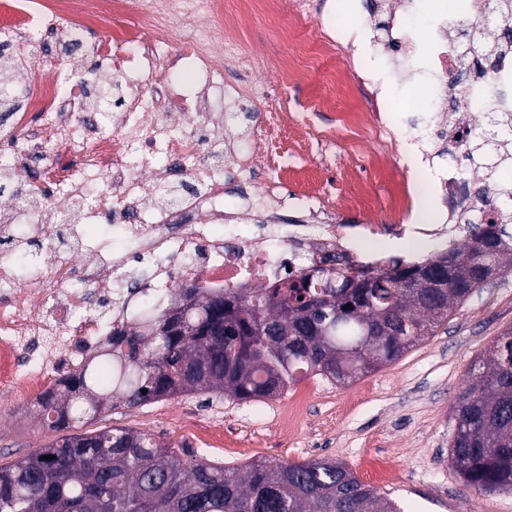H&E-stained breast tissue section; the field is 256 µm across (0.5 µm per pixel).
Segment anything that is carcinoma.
Masks as SVG:
<instances>
[{"label": "carcinoma", "instance_id": "1", "mask_svg": "<svg viewBox=\"0 0 512 512\" xmlns=\"http://www.w3.org/2000/svg\"><path fill=\"white\" fill-rule=\"evenodd\" d=\"M512 0H484L477 19L451 25L449 48L468 38L493 67L512 51ZM469 59L442 79L468 78ZM0 51V122L20 109ZM489 171L512 168V148L495 133L462 144ZM465 220L468 236L421 261L390 258L357 271H303L275 288H182L157 314L108 337L101 363L80 367L37 398L44 425L58 431L117 406L180 394L234 401L283 394L298 376L346 384L393 363L448 321L477 288L512 270V180ZM419 284L408 288L406 284ZM455 406L450 464L479 493L512 491V330L470 368ZM147 393H142V390ZM401 512L347 466L314 459L243 467L184 455L128 427L61 436L0 466V512Z\"/></svg>", "mask_w": 512, "mask_h": 512}]
</instances>
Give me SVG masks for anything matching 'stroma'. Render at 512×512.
<instances>
[{"label":"stroma","instance_id":"1","mask_svg":"<svg viewBox=\"0 0 512 512\" xmlns=\"http://www.w3.org/2000/svg\"><path fill=\"white\" fill-rule=\"evenodd\" d=\"M275 20L259 13L239 14L235 29L253 59L256 79L283 91L288 111L309 119L280 135L279 160L288 166V186L298 193L319 192L320 206L336 224H404L418 205L414 189L394 172L372 165L378 154L369 138L356 141L337 132L338 112L374 111L371 91L377 68L362 78L347 76L349 97L337 110L323 108L327 87L316 76L281 90L277 65L293 52L280 36L295 21L293 0H277ZM397 91L401 111L384 113L396 134L399 155L410 139L437 127L427 113L411 109L416 87L428 75L411 73ZM335 133L336 143L321 147L308 139L310 127ZM512 330V273L491 279L455 305L435 335L417 343L398 360L345 386L319 377L296 383L307 393L296 431L280 416L287 396L238 402L199 394L178 395L132 409L120 406L91 421V428L125 426L155 436L173 448L202 453L211 461L243 466L256 460L304 462L326 458L351 468L365 483L395 501L403 512H512V493L469 490L448 461L455 432L457 397L469 381L473 361ZM34 401L0 393V465L25 457L56 437L34 415ZM388 462L392 474L374 475V463Z\"/></svg>","mask_w":512,"mask_h":512}]
</instances>
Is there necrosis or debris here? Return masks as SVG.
Here are the masks:
<instances>
[{
    "label": "necrosis or debris",
    "instance_id": "4bbe7bcc",
    "mask_svg": "<svg viewBox=\"0 0 512 512\" xmlns=\"http://www.w3.org/2000/svg\"><path fill=\"white\" fill-rule=\"evenodd\" d=\"M412 14L408 4L392 20L406 33L400 53L447 73L457 62L447 21L434 19L420 36L410 27ZM227 19L224 0H8L0 10V42L15 56L50 33H92L98 69L118 84L105 109L89 111L86 72L41 52L52 77L25 98L0 136V171L28 186L0 205V233L16 236L21 224L64 225L70 246L87 257L82 269L67 258L47 274L41 254L0 252V388L41 396L147 298L187 286L270 288L291 272L357 263L338 249L342 225H316L311 237L303 224H243L225 200V181L256 166L251 147L223 138L236 108H262L254 136L268 144L293 120L282 97L253 78L251 57L224 33ZM388 52L368 28H345L323 14L317 33L302 42L301 62L283 65L279 76L286 86L300 70L317 71L333 86L348 68L366 69ZM507 74L512 53L498 71L465 87L429 84L423 101L433 107L455 96L485 120L512 106V82L500 100L488 103L483 95ZM403 76L400 65H387L371 125L345 112L342 129L370 134L391 153L395 139L381 115L397 111L394 89ZM23 262L31 271L21 278Z\"/></svg>",
    "mask_w": 512,
    "mask_h": 512
}]
</instances>
